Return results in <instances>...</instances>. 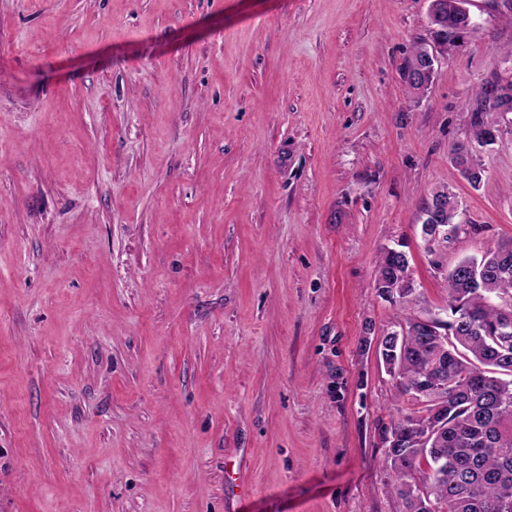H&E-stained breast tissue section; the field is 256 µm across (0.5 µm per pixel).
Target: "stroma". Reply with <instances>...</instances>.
<instances>
[{"mask_svg": "<svg viewBox=\"0 0 512 512\" xmlns=\"http://www.w3.org/2000/svg\"><path fill=\"white\" fill-rule=\"evenodd\" d=\"M429 4L0 0V512H398L378 340L512 239V112L473 138L512 0H466L416 102ZM400 244L407 307L376 288ZM428 46L429 44L427 43H419L416 45L412 54L404 61L401 67L402 79L407 86L408 92L414 98L422 97L427 90H422L421 86L413 79L415 73L426 67V61L429 58V55L432 59L437 60L438 54L444 53L442 47L433 42L432 45H430L428 55ZM452 160L461 167L462 177L474 188L479 187L484 169L482 165L471 158L470 151L463 145H458L452 150ZM442 198L445 200L441 203V211L440 216L441 219L435 221L438 224H433L432 228H426V233H422V239L424 241L425 247L431 250H434L436 246H444L449 241H451L455 235L456 230L458 232L459 225L456 223V218L458 216V201L456 195L448 190V187L438 188L433 192L432 198L430 202H427L426 205L422 208L421 215V224H429L433 219L431 217L425 218V215H429L430 213V203L436 205L437 201H440ZM452 224L457 225V229L455 230L452 227Z\"/></svg>", "mask_w": 512, "mask_h": 512, "instance_id": "35a3bbf8", "label": "stroma"}]
</instances>
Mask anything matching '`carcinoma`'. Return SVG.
Wrapping results in <instances>:
<instances>
[{"instance_id":"carcinoma-1","label":"carcinoma","mask_w":512,"mask_h":512,"mask_svg":"<svg viewBox=\"0 0 512 512\" xmlns=\"http://www.w3.org/2000/svg\"><path fill=\"white\" fill-rule=\"evenodd\" d=\"M464 0H433V37L452 52L463 46L470 25ZM428 44L415 46L401 67L415 98L425 94L414 75L426 67ZM478 114L512 112V80L482 86ZM494 119H477L474 138L491 144ZM452 160L462 177L479 187L484 169L459 145ZM440 224H454L456 195L441 187ZM448 306L437 314L407 319L412 333L385 337V362L399 395L414 409L381 428L399 435L383 463L404 512H512V241L481 257H465L447 273ZM377 290L391 303H404L415 288L408 256L383 251Z\"/></svg>"}]
</instances>
